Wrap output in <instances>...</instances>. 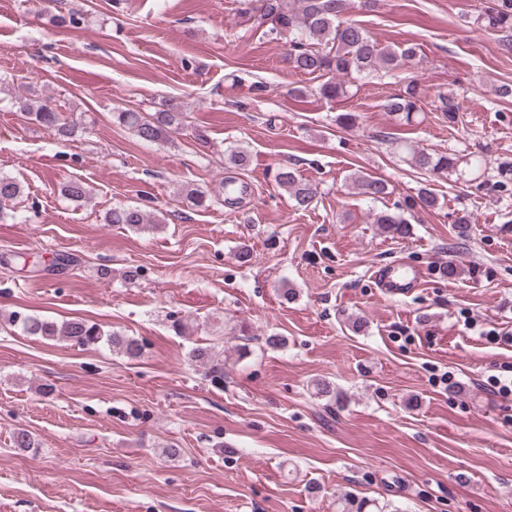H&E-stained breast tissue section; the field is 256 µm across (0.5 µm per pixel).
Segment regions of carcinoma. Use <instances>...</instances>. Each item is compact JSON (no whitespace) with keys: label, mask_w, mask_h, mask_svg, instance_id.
<instances>
[{"label":"carcinoma","mask_w":512,"mask_h":512,"mask_svg":"<svg viewBox=\"0 0 512 512\" xmlns=\"http://www.w3.org/2000/svg\"><path fill=\"white\" fill-rule=\"evenodd\" d=\"M245 9L253 24L260 28L268 26L267 33L288 44L285 61L296 73L321 74L329 80L319 88L326 99L342 97L347 82L358 77L385 75L399 71L416 59L417 48L408 45L394 49L384 46L361 23L351 18L355 0H248ZM475 23L489 33H512V0H492V5L482 10ZM424 88L418 79L410 76L404 79L399 92L384 101L383 109L404 125L415 121L422 111L421 99ZM436 109L448 116L453 123L456 112L460 111L457 97L450 92H438ZM22 117L34 121L47 129L59 141H67L78 132L79 124L66 117L67 108L51 95H44L34 103H24ZM116 121L131 130L139 139L157 141L169 130L177 129L183 123L181 105L173 100L166 108L153 114L120 110L113 113ZM408 154V162L419 170L434 175H456L462 157L450 152L416 149L402 144ZM352 189L356 195L375 202L389 194L388 184L380 178L358 171L350 174ZM277 184L282 188L294 206L301 210L311 207L316 198V188L309 181L297 176L290 167H283L277 173ZM22 192L21 184L12 176L0 173V210L15 201ZM61 194L79 205L88 199L89 190L78 180L62 184ZM182 196L188 205L209 208L214 199L208 190L197 187L185 188ZM439 200L427 187L418 190L416 196L397 203L394 211H380L374 214L373 223L382 233L391 238H404L410 234L409 221L403 217V210H431L437 208ZM107 224H121L127 229L140 232L156 229L164 223L162 214L127 205H119L107 211ZM472 222L470 215L462 211L455 215L453 231L463 240L470 236ZM11 324L21 327L23 332L41 336L48 340H64L77 346L105 344L129 359L142 355L143 343L137 338L123 336L117 332L107 333L94 322L85 319H71L60 324L35 315L13 312ZM189 359L203 369L204 374L215 385L224 383V359L211 346L197 345L188 352ZM339 512H367L370 503L361 499L340 497L337 501Z\"/></svg>","instance_id":"carcinoma-1"}]
</instances>
